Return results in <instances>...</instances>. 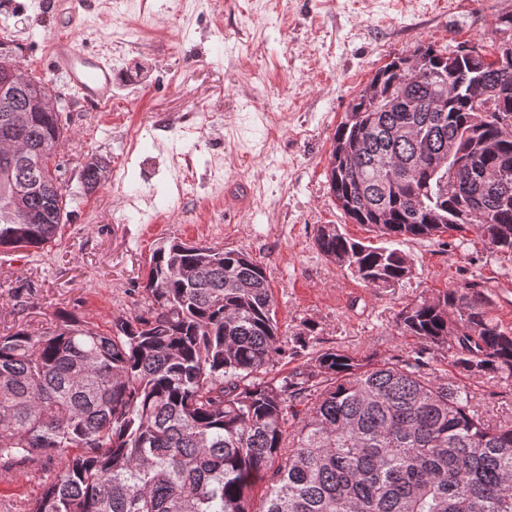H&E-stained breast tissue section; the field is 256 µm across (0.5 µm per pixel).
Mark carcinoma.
Segmentation results:
<instances>
[{
	"label": "carcinoma",
	"mask_w": 512,
	"mask_h": 512,
	"mask_svg": "<svg viewBox=\"0 0 512 512\" xmlns=\"http://www.w3.org/2000/svg\"><path fill=\"white\" fill-rule=\"evenodd\" d=\"M389 93L381 112L375 96ZM20 103L0 93V138ZM63 134L60 114L34 112L23 139L36 155ZM450 145L447 166L463 168L451 190L434 164ZM328 182L344 215L387 245L322 224L316 246L375 291L412 273L395 247L405 238L471 229L512 256V45L494 59L431 43L392 57L349 101ZM25 184L20 158L0 153L1 252L44 248L67 218L66 196L32 189L40 219L12 221ZM144 292L148 311L105 332L67 316L0 334V471L55 462L40 495L6 512H512V419L479 410L473 385L437 380L424 358L445 350L471 379L512 382V329L490 316L484 283L402 307L395 326L420 352L328 349L276 380L267 368L288 342L248 254L171 240Z\"/></svg>",
	"instance_id": "carcinoma-1"
}]
</instances>
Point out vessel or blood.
<instances>
[{
	"label": "vessel or blood",
	"mask_w": 512,
	"mask_h": 512,
	"mask_svg": "<svg viewBox=\"0 0 512 512\" xmlns=\"http://www.w3.org/2000/svg\"><path fill=\"white\" fill-rule=\"evenodd\" d=\"M44 61L51 70L65 76L87 106L99 108L111 102L112 65L100 54L80 48L61 33L49 41Z\"/></svg>",
	"instance_id": "b4317fda"
}]
</instances>
